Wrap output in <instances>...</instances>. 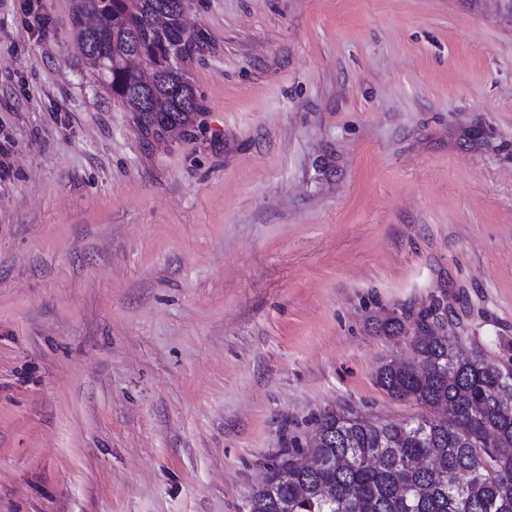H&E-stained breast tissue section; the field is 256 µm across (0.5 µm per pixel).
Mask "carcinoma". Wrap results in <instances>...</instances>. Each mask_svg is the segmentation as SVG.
<instances>
[{"label": "carcinoma", "instance_id": "obj_1", "mask_svg": "<svg viewBox=\"0 0 512 512\" xmlns=\"http://www.w3.org/2000/svg\"><path fill=\"white\" fill-rule=\"evenodd\" d=\"M171 0H74L77 50L103 66L92 70L142 129L160 139L193 121L182 93H196L188 70L192 42ZM139 58L154 70L146 110L132 94L136 79L125 62ZM420 312L409 337L414 359L385 362L376 384L443 417L399 422L325 410L318 440L274 456L247 512H512V370L464 347L458 337ZM406 319L379 324L386 336L404 334Z\"/></svg>", "mask_w": 512, "mask_h": 512}]
</instances>
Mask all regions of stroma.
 Returning <instances> with one entry per match:
<instances>
[{"instance_id": "stroma-1", "label": "stroma", "mask_w": 512, "mask_h": 512, "mask_svg": "<svg viewBox=\"0 0 512 512\" xmlns=\"http://www.w3.org/2000/svg\"><path fill=\"white\" fill-rule=\"evenodd\" d=\"M72 0H0V512H247L385 316L512 363V0H187L201 110L146 135Z\"/></svg>"}]
</instances>
